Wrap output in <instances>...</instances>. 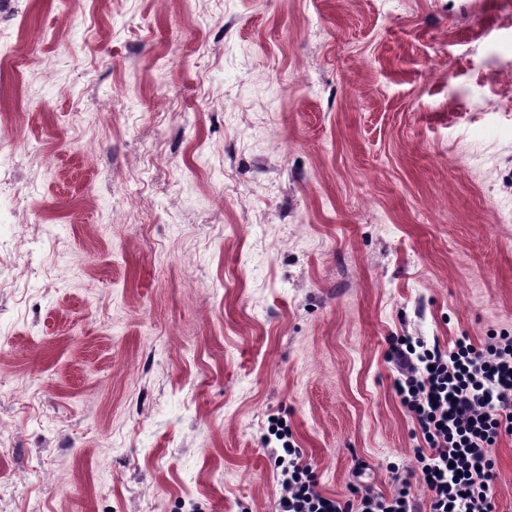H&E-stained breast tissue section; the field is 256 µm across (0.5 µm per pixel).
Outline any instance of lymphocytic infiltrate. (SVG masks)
<instances>
[{"label":"lymphocytic infiltrate","mask_w":512,"mask_h":512,"mask_svg":"<svg viewBox=\"0 0 512 512\" xmlns=\"http://www.w3.org/2000/svg\"><path fill=\"white\" fill-rule=\"evenodd\" d=\"M389 356L398 371L395 393L426 444L415 461L427 480V504L405 484L390 496L369 489L346 500L325 496L287 425L275 423L270 433L282 443L277 512H495L489 450L512 434V334L480 342L461 336L449 349L399 336Z\"/></svg>","instance_id":"obj_1"}]
</instances>
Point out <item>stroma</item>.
<instances>
[{
  "mask_svg": "<svg viewBox=\"0 0 512 512\" xmlns=\"http://www.w3.org/2000/svg\"><path fill=\"white\" fill-rule=\"evenodd\" d=\"M1 26L54 74L0 70V512H275L276 417L324 495L426 502L387 351L512 334V0Z\"/></svg>",
  "mask_w": 512,
  "mask_h": 512,
  "instance_id": "1",
  "label": "stroma"
}]
</instances>
